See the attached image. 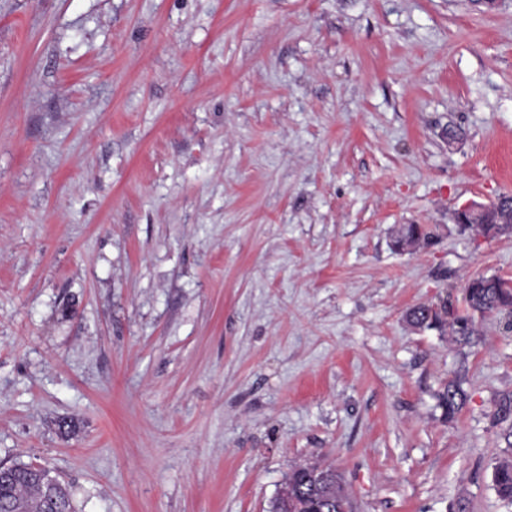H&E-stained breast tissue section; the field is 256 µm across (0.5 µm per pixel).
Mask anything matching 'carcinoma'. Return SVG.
Returning a JSON list of instances; mask_svg holds the SVG:
<instances>
[{
  "mask_svg": "<svg viewBox=\"0 0 512 512\" xmlns=\"http://www.w3.org/2000/svg\"><path fill=\"white\" fill-rule=\"evenodd\" d=\"M491 218L508 223L512 221V196L502 195L491 202ZM433 238L425 224H405L394 240V247L405 250L427 244ZM463 302L482 317L508 314L512 316V295L503 292L497 276H476L463 288ZM407 321L416 328L445 327L451 330V341L474 346L479 341V330L474 317L459 315L440 305L419 303L407 313ZM443 415L452 420L467 402V393L458 376L437 394ZM49 471L31 463H17L0 469V512H74L67 487L60 483L49 488ZM492 487L503 501L512 504V456L498 459L492 472ZM351 503L342 478L336 470L316 463L294 466L288 472V500L275 498L273 512H345Z\"/></svg>",
  "mask_w": 512,
  "mask_h": 512,
  "instance_id": "carcinoma-1",
  "label": "carcinoma"
}]
</instances>
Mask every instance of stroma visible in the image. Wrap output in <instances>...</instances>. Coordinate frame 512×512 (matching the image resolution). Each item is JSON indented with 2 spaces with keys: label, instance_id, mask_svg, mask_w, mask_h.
<instances>
[{
  "label": "stroma",
  "instance_id": "35a3bbf8",
  "mask_svg": "<svg viewBox=\"0 0 512 512\" xmlns=\"http://www.w3.org/2000/svg\"><path fill=\"white\" fill-rule=\"evenodd\" d=\"M503 194L512 0H0V465L76 512H270L305 461L512 512V328L405 318L512 279L453 221ZM433 238L432 230L425 224H405L394 240V247L405 250L409 247L428 244ZM475 316L458 315L448 308V302L440 305L419 303L407 313V321L416 328L449 327L451 341L463 346H474L479 341V330L475 326ZM467 393L462 388L458 374L448 378V384L437 394L438 406L443 410V415L452 420L459 414L467 402ZM510 437H512V429L505 437L510 455L507 450L505 456L495 462L492 472V487L501 500L512 504V442L509 441Z\"/></svg>",
  "mask_w": 512,
  "mask_h": 512
}]
</instances>
